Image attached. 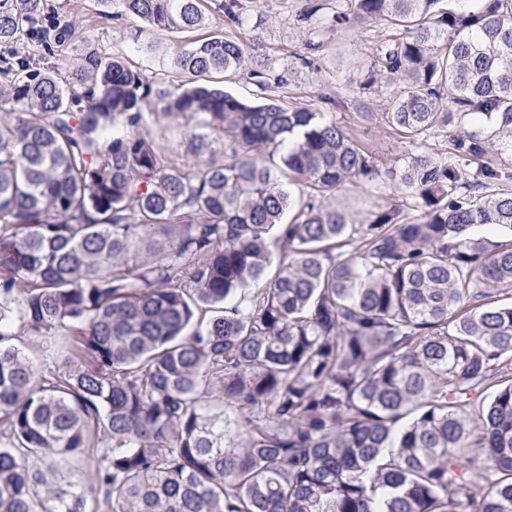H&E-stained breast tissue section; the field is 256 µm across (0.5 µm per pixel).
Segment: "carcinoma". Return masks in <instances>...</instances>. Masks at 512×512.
Listing matches in <instances>:
<instances>
[{
    "label": "carcinoma",
    "instance_id": "obj_1",
    "mask_svg": "<svg viewBox=\"0 0 512 512\" xmlns=\"http://www.w3.org/2000/svg\"><path fill=\"white\" fill-rule=\"evenodd\" d=\"M114 1L153 30L193 33L210 3L243 23L238 0ZM470 2L333 15L406 30L364 82H405L392 125L459 131L455 159L383 172L321 112L194 82L244 70L256 37L187 42L159 89L102 48L45 62L47 0H0V44L26 48L0 69V512H512V193L463 164L512 147V0ZM147 109L193 123L196 162ZM395 179L421 221L325 203ZM16 323L67 353L50 377ZM147 127L159 139L170 158L176 159L178 163L187 160V157L184 156L183 145H180L186 129L184 120L159 116L155 121L150 119Z\"/></svg>",
    "mask_w": 512,
    "mask_h": 512
}]
</instances>
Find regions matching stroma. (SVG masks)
I'll use <instances>...</instances> for the list:
<instances>
[{
    "label": "stroma",
    "mask_w": 512,
    "mask_h": 512,
    "mask_svg": "<svg viewBox=\"0 0 512 512\" xmlns=\"http://www.w3.org/2000/svg\"><path fill=\"white\" fill-rule=\"evenodd\" d=\"M244 23L225 25L224 15L212 11L208 28L199 30V37L223 31L242 39L259 36L264 46V63L270 76L282 75L285 85L272 81L258 88L246 74L226 77V90L245 99L267 97L289 108H307L333 119L355 141L372 154L381 168H400L405 159L416 153L436 157L448 154L446 135H427L409 140L391 127L386 114L401 91L400 84L367 91L360 81L374 60L376 44L394 37V27L373 23L361 28L337 26L321 37L316 52L307 45L313 38L309 21L301 13L307 0H241ZM55 17L61 24L75 28L92 46L106 48L122 58L159 85L175 78L162 52L138 47L128 37L139 21L131 15L115 18L101 14L97 0H53ZM338 207L347 210L356 223H365L373 212L399 209L404 221H420L407 191L395 181L382 185L356 186L345 184L335 195Z\"/></svg>",
    "instance_id": "obj_1"
}]
</instances>
